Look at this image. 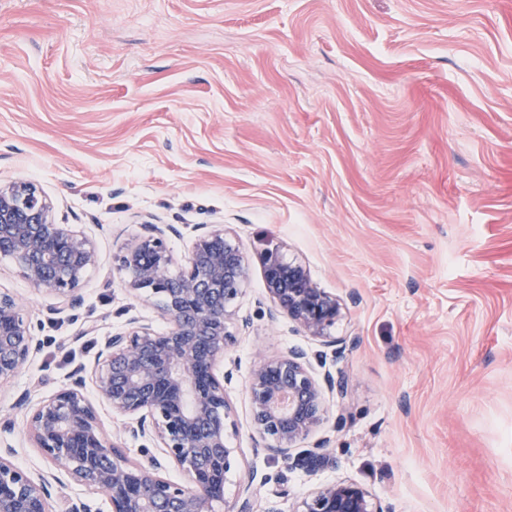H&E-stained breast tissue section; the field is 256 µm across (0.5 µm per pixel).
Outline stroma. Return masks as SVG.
Returning <instances> with one entry per match:
<instances>
[{
  "instance_id": "35a3bbf8",
  "label": "stroma",
  "mask_w": 512,
  "mask_h": 512,
  "mask_svg": "<svg viewBox=\"0 0 512 512\" xmlns=\"http://www.w3.org/2000/svg\"><path fill=\"white\" fill-rule=\"evenodd\" d=\"M35 184L98 263L82 306L36 291L0 257L42 342L5 389L0 445L30 473L25 393L47 397L130 317L114 255L153 217L180 256L204 224L240 246L247 279L224 367L237 466L286 473L261 502L293 512L349 482L393 512H512V0H0V182ZM280 245L335 296L318 341L270 318L256 256ZM299 347L343 374L315 437V473L257 447L248 384L260 356Z\"/></svg>"
}]
</instances>
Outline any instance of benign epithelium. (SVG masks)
I'll return each instance as SVG.
<instances>
[{"label": "benign epithelium", "instance_id": "benign-epithelium-1", "mask_svg": "<svg viewBox=\"0 0 512 512\" xmlns=\"http://www.w3.org/2000/svg\"><path fill=\"white\" fill-rule=\"evenodd\" d=\"M51 206L28 182L0 185V256L12 259L39 291L61 299L60 313L82 302L79 284L97 263L92 241L73 224H56ZM117 256L124 288L134 297L157 299L168 327L162 331L133 318L104 338L94 365L74 368L69 384L36 403L24 395L26 432L57 475L106 497L111 512H280L257 509L256 476L226 507L224 480L237 466L228 446L230 406L224 392V355L231 340L234 303L247 278L240 247L213 225L197 235L183 267L168 246L171 224H147ZM270 317L284 314L306 336L323 340L341 355L347 340L333 338L340 303L317 288L306 268L277 249L263 255ZM40 342L22 302L0 289V388L31 362ZM92 384L97 401L85 394ZM344 398L343 381L326 372L316 378L308 353L259 357L248 385L252 426L265 449L314 472L335 464L323 440L294 451L326 413V394ZM126 417L124 434L152 441L157 452L130 461L108 438L97 405ZM0 448V512H56L50 479L34 477ZM182 476L173 481L168 468ZM296 512H392L371 502L362 487L325 484L303 499Z\"/></svg>", "mask_w": 512, "mask_h": 512}]
</instances>
